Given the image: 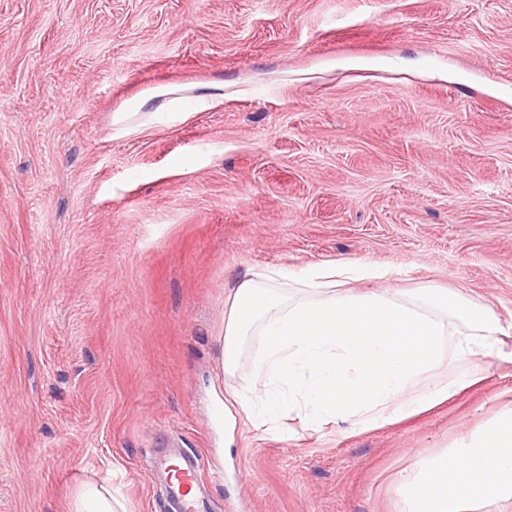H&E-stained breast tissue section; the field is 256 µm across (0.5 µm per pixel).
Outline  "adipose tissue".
<instances>
[{"label":"adipose tissue","mask_w":512,"mask_h":512,"mask_svg":"<svg viewBox=\"0 0 512 512\" xmlns=\"http://www.w3.org/2000/svg\"><path fill=\"white\" fill-rule=\"evenodd\" d=\"M386 268L319 265L289 276L246 270L225 299L219 375L253 348L254 384L229 393L224 411L255 427L283 419L318 430L369 429L417 415L480 381L479 361L501 352L493 311L461 291L380 288ZM373 289L356 290L357 282ZM403 512H512V408L469 433L462 447L413 460L399 480Z\"/></svg>","instance_id":"1"}]
</instances>
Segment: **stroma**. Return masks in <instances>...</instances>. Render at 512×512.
<instances>
[{"instance_id": "stroma-1", "label": "stroma", "mask_w": 512, "mask_h": 512, "mask_svg": "<svg viewBox=\"0 0 512 512\" xmlns=\"http://www.w3.org/2000/svg\"><path fill=\"white\" fill-rule=\"evenodd\" d=\"M344 262L512 323V0H0V512H166L174 446L209 512H402L512 405V335L375 429L210 399L234 277ZM72 512H127L121 499L105 484L89 482L75 494Z\"/></svg>"}]
</instances>
